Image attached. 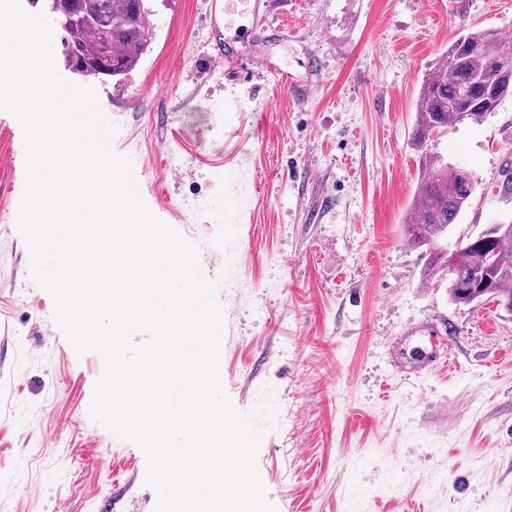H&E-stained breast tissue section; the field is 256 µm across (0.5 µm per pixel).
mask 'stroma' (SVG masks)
Wrapping results in <instances>:
<instances>
[{
  "label": "stroma",
  "instance_id": "stroma-1",
  "mask_svg": "<svg viewBox=\"0 0 512 512\" xmlns=\"http://www.w3.org/2000/svg\"><path fill=\"white\" fill-rule=\"evenodd\" d=\"M209 0H150L153 40L121 78L88 79L119 130L143 199L193 242L219 281L220 375L237 409L277 407L258 469L277 512H512V317L455 304L426 282L404 222L420 177L410 146L422 77L467 27L512 33V0H275L278 42L247 38L233 0L225 35L296 83L214 64ZM436 152L477 183L448 244L512 224V97ZM23 133L0 112V512H154L146 457L95 422L104 371L76 354L29 275L15 214ZM447 332L456 372L403 374Z\"/></svg>",
  "mask_w": 512,
  "mask_h": 512
}]
</instances>
